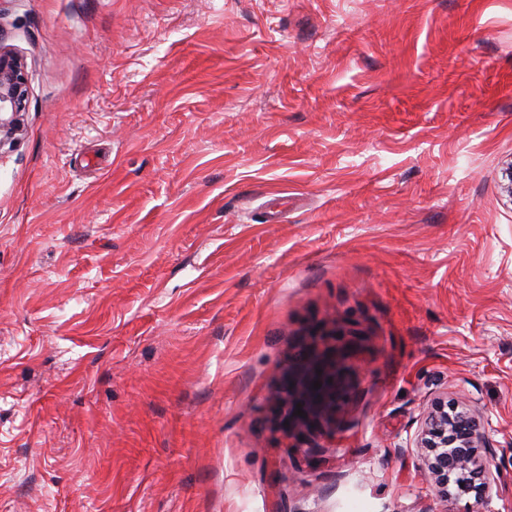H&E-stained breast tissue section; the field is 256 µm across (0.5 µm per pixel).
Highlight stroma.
<instances>
[{"instance_id": "obj_1", "label": "stroma", "mask_w": 512, "mask_h": 512, "mask_svg": "<svg viewBox=\"0 0 512 512\" xmlns=\"http://www.w3.org/2000/svg\"><path fill=\"white\" fill-rule=\"evenodd\" d=\"M0 48V512H512V0H0ZM445 395L490 498L420 473ZM25 74L20 60L0 48V157L14 144L24 109ZM347 349L344 347L327 354L312 346L299 354L296 369L288 378L287 395L282 397L288 406L286 420L281 422L287 434L288 429L295 425L309 426L316 420L326 419L335 409L336 402L345 393L339 375V362ZM316 370H321V374ZM329 379H332V383H329ZM315 381L321 384L319 389H313ZM297 404L301 405L305 416L294 415ZM293 421L298 423H291Z\"/></svg>"}]
</instances>
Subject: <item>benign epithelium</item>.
Masks as SVG:
<instances>
[{"instance_id":"obj_1","label":"benign epithelium","mask_w":512,"mask_h":512,"mask_svg":"<svg viewBox=\"0 0 512 512\" xmlns=\"http://www.w3.org/2000/svg\"><path fill=\"white\" fill-rule=\"evenodd\" d=\"M25 74L20 60L0 49V155L13 146L24 109ZM347 348L330 354L310 347L299 354L288 378L286 428L293 422L308 426L327 418L344 393L339 362ZM321 387L313 388V382ZM301 405L304 415L296 414ZM416 447L421 450L422 472L439 492L457 499H480L499 492V470L490 455L489 440L480 416L448 399L437 400L423 419Z\"/></svg>"}]
</instances>
